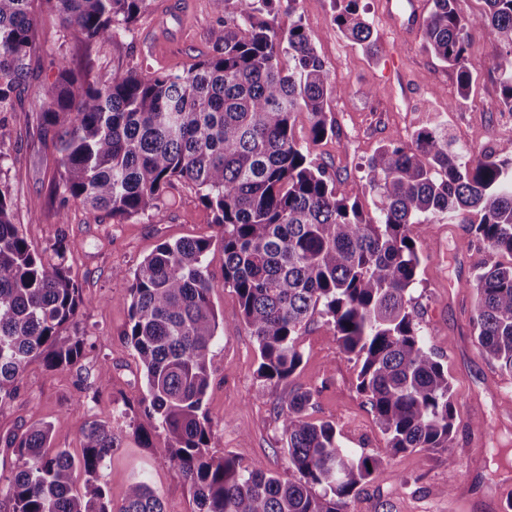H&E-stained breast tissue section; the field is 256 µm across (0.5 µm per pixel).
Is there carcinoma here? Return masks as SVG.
I'll use <instances>...</instances> for the list:
<instances>
[{"label":"carcinoma","instance_id":"carcinoma-1","mask_svg":"<svg viewBox=\"0 0 512 512\" xmlns=\"http://www.w3.org/2000/svg\"><path fill=\"white\" fill-rule=\"evenodd\" d=\"M280 0H224V24L212 32L214 54L187 71L74 72L54 58L42 87L36 125L17 138L51 142L58 223L69 204L94 222L153 213L169 205L165 189L191 185L224 227V287L237 295L243 324L257 343L262 388L298 368V338L314 312L334 328L343 352L362 362L364 394L386 447L360 455L340 447L336 427L308 420V391L278 404L282 450L298 473L283 481L257 463L242 469L216 457L215 433L202 412L210 386L208 356L218 316L203 238L164 241L129 278L124 336L137 353L148 398L142 413L163 431L162 449L193 489L199 512H345L382 458L408 448L453 445V397L445 369L428 347L410 294L420 264L416 225L430 217L467 225L495 254L512 257V157L470 158L452 148L442 125L418 131L413 144L380 146L368 162L378 215L363 212L294 133L298 113L311 138L333 133L326 105L341 93L297 23L277 33L270 16ZM359 0H336L332 22L373 53L371 25ZM456 0H432L423 48L453 67L467 98L473 77L469 31L512 53V0H484L486 13L464 18ZM87 45L129 29L148 0H0V113L22 111L39 69L34 7ZM288 57L289 67L280 66ZM501 103L512 112V65L501 70ZM474 326L479 344L512 376V262L486 260L476 274ZM81 305L64 262L45 263L13 221V199L0 184V402L13 397L30 361L73 367L84 339L63 338ZM82 456L50 446L39 423L8 447L18 461L8 487L11 512H165L143 480L113 510L100 470L120 438L84 419ZM85 475L73 490V475Z\"/></svg>","mask_w":512,"mask_h":512}]
</instances>
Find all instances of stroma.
<instances>
[{"label": "stroma", "mask_w": 512, "mask_h": 512, "mask_svg": "<svg viewBox=\"0 0 512 512\" xmlns=\"http://www.w3.org/2000/svg\"><path fill=\"white\" fill-rule=\"evenodd\" d=\"M370 23L376 54L345 38L333 25L332 0H297L280 6L275 27L287 32L301 23L342 92L332 98L326 115L332 136L312 141L307 114H299L295 134L335 178L340 191L376 215V193L365 167L384 144L408 146L417 130L445 124L448 138L476 157L495 148L512 151V112L504 109L499 75L512 53L471 29L468 57L474 66L467 99H460L456 73L422 45L421 30L404 32L394 16L400 0H359ZM224 21L223 6L214 0H152L129 31L116 39L86 47L49 17L36 24L42 64L39 83L31 87L22 108L36 117L42 107L41 85L56 72L49 60L65 55L77 71L138 69L180 73L213 53L212 30ZM15 118L0 114V181L12 188L14 215L28 242L44 262L65 261L81 287L82 304L75 323L61 336L85 340L84 356L70 369L30 363L20 377L17 394L0 402V512H9L5 498L15 467L5 438L32 425L51 427V445L80 455L82 437L77 419L101 422L118 434L122 445L101 470L113 506H120L134 479L147 478L165 512H198L194 493L181 472L163 455L161 432L151 447L135 440L132 429L143 417L140 403L146 380L123 332L128 323L126 271L162 241L205 238L211 243L209 274L212 303L219 316L217 337L209 354L210 387L203 408L216 433L215 456L234 457L241 467L262 463L284 480L295 479L282 450L277 405L289 392L310 391V420L335 424L338 442L356 454H373L386 436L358 391L359 362L340 348L320 314H313L298 340L302 360L296 372L277 387L261 390L256 342L241 321L237 298L224 286L222 229L197 192L182 183L170 186V206L162 218L148 215L122 223L103 217L89 220L82 206L58 212L54 192V156L38 139L18 140ZM421 264L413 286V305L422 333L448 367L455 407V440L450 451L416 449L386 458L348 512H504L507 500L498 486L512 483L511 469H494L498 448H512V376L502 374L487 355L473 327L476 266L489 259L486 246L464 225L435 218L418 225ZM65 255L57 257L56 242ZM120 277H113V269ZM110 375L98 379L101 365Z\"/></svg>", "instance_id": "35a3bbf8"}]
</instances>
